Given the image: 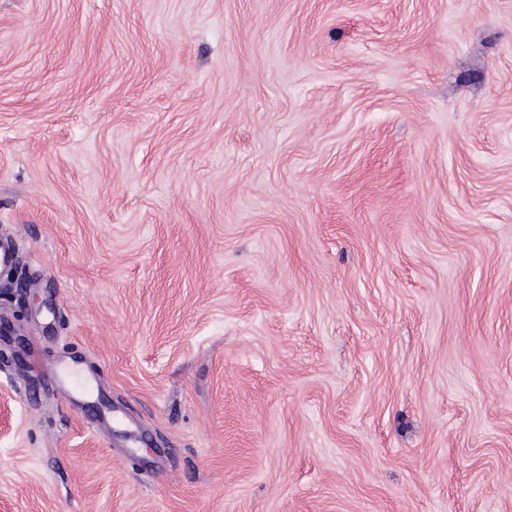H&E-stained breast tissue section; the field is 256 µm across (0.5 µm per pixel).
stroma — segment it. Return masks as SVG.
<instances>
[{"instance_id":"35a3bbf8","label":"stroma","mask_w":512,"mask_h":512,"mask_svg":"<svg viewBox=\"0 0 512 512\" xmlns=\"http://www.w3.org/2000/svg\"><path fill=\"white\" fill-rule=\"evenodd\" d=\"M0 239V512H512V0H0ZM77 372L69 365H63L56 368L52 381L57 383L66 384L68 386L66 397L75 393L78 395L88 394L91 390L95 389V385L91 380L83 379V381L76 383Z\"/></svg>"}]
</instances>
